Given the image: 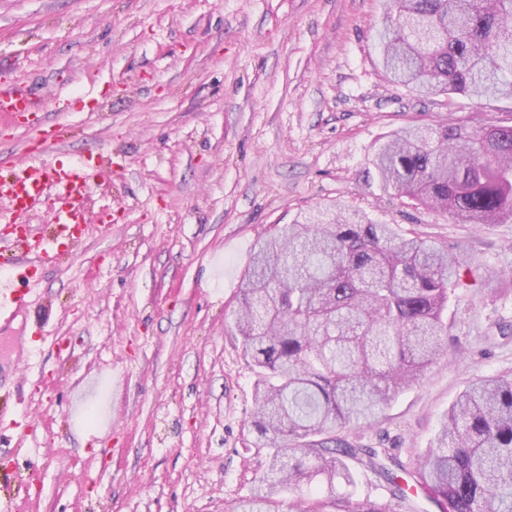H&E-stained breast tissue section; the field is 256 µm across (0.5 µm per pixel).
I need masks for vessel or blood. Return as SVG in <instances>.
I'll return each mask as SVG.
<instances>
[{
    "label": "vessel or blood",
    "mask_w": 512,
    "mask_h": 512,
    "mask_svg": "<svg viewBox=\"0 0 512 512\" xmlns=\"http://www.w3.org/2000/svg\"><path fill=\"white\" fill-rule=\"evenodd\" d=\"M36 112L31 92L19 85L0 86V124L26 129L30 139L25 161L9 175L0 176V202L9 209L17 230L0 237V319L11 322L32 316L36 334H44L45 319L38 288L46 269L60 258L62 244H76L86 233L80 203L98 181L97 167L48 165L44 156L70 139L71 127L45 112L37 127L29 117ZM52 214L50 236L38 235L29 222L40 210Z\"/></svg>",
    "instance_id": "obj_1"
}]
</instances>
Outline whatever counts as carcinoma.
<instances>
[{
	"label": "carcinoma",
	"instance_id": "carcinoma-1",
	"mask_svg": "<svg viewBox=\"0 0 512 512\" xmlns=\"http://www.w3.org/2000/svg\"><path fill=\"white\" fill-rule=\"evenodd\" d=\"M380 62L419 93L512 98V0H386ZM372 165L382 186L475 227L512 221V125L479 114L390 134ZM393 224L338 205L277 224L254 246L232 317L255 383V426L270 449L238 512H274L277 497L324 491L310 512L352 507L355 461L404 488L386 450L338 436L375 422L416 384L448 336L450 291L471 269ZM415 483L439 512H512V379L485 376L462 392L421 456Z\"/></svg>",
	"mask_w": 512,
	"mask_h": 512
}]
</instances>
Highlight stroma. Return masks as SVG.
Masks as SVG:
<instances>
[{
    "mask_svg": "<svg viewBox=\"0 0 512 512\" xmlns=\"http://www.w3.org/2000/svg\"><path fill=\"white\" fill-rule=\"evenodd\" d=\"M384 0H0V82L59 112L72 139L49 163L111 169L85 202L89 230L40 296L53 348L27 338L29 373L0 385L25 437L0 435V473L28 477L21 512H232L265 467L255 376L231 313L256 241L340 202L505 272L465 274L440 360L352 444L386 448L407 478L476 378L512 377V221L456 224L383 190L384 136L480 113L512 125V99L420 97L378 62ZM109 228H101L102 219ZM111 434H104V426ZM357 502L392 498L357 468Z\"/></svg>",
    "mask_w": 512,
    "mask_h": 512,
    "instance_id": "stroma-1",
    "label": "stroma"
}]
</instances>
